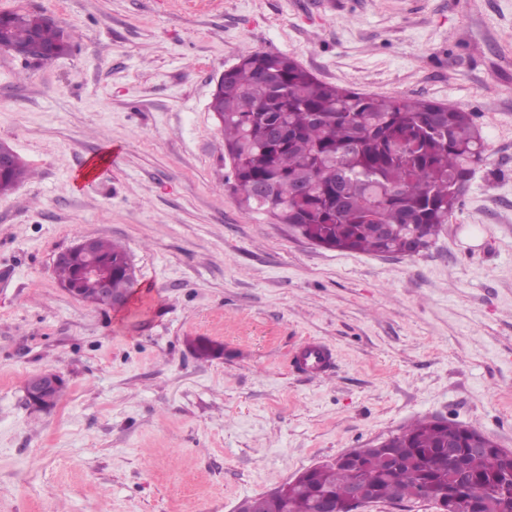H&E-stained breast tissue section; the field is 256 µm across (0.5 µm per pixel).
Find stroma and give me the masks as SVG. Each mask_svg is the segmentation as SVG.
I'll return each mask as SVG.
<instances>
[{
  "label": "stroma",
  "instance_id": "35a3bbf8",
  "mask_svg": "<svg viewBox=\"0 0 512 512\" xmlns=\"http://www.w3.org/2000/svg\"><path fill=\"white\" fill-rule=\"evenodd\" d=\"M13 10L72 49L0 52V142L29 167L0 197V512H237L421 418L512 451V0H0ZM246 48L474 113L486 159L428 250H330L241 204L209 104ZM81 237L130 255L127 310L61 287ZM310 341L332 372L294 368ZM45 370L65 384L35 410L22 385Z\"/></svg>",
  "mask_w": 512,
  "mask_h": 512
}]
</instances>
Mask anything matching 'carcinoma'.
<instances>
[{
  "label": "carcinoma",
  "instance_id": "1",
  "mask_svg": "<svg viewBox=\"0 0 512 512\" xmlns=\"http://www.w3.org/2000/svg\"><path fill=\"white\" fill-rule=\"evenodd\" d=\"M37 38L67 54L70 35L41 26L26 12L0 14V41L22 46ZM214 109L231 160L234 188L247 207L286 224L316 245L342 251L413 256L429 246L459 207L488 146L474 115L424 99L367 95L318 79L292 57L243 52L224 72ZM28 174L13 153L0 175V197ZM98 274L126 293L134 270L126 250L97 239ZM87 255L55 264L61 285L73 283ZM474 428L419 420L371 451L358 470L383 502L449 498L451 512H512V479L494 452L468 451ZM457 438L454 462L443 444ZM352 469L325 464L308 485L278 504L267 495L247 512H355Z\"/></svg>",
  "mask_w": 512,
  "mask_h": 512
}]
</instances>
